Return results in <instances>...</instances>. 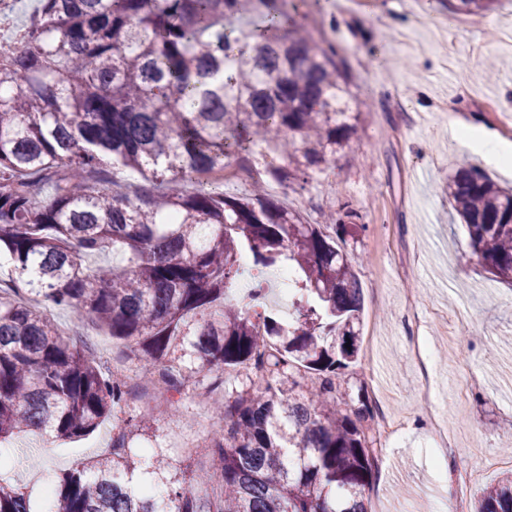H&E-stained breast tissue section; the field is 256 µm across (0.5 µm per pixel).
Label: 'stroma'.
Returning a JSON list of instances; mask_svg holds the SVG:
<instances>
[{
	"label": "stroma",
	"instance_id": "35a3bbf8",
	"mask_svg": "<svg viewBox=\"0 0 512 512\" xmlns=\"http://www.w3.org/2000/svg\"><path fill=\"white\" fill-rule=\"evenodd\" d=\"M300 27L345 58L362 114L334 164L267 191L304 223L354 212L363 226L345 249L364 297L360 352L339 380L352 407L368 404L402 423L379 447L365 491L368 512H445L459 489L453 471L479 479L468 502L503 478L487 467L512 448V286L490 280L470 257L463 221L448 201V182L463 167H484L499 185L512 173L448 136L455 123L475 124L501 141L512 136L493 113L512 107V45L500 40L512 23V0L480 15L453 11L443 0H288ZM61 334L96 349L105 360L136 364L135 344L118 342L94 324L74 326L55 313ZM431 349L428 371L412 354L415 338ZM437 397H419L423 375ZM151 425L156 443L199 486L212 458L201 443L211 413L185 397L175 416L152 419L141 401L127 410ZM112 424L82 439L55 440L20 432L0 440V458L14 467L0 483L24 491L34 512H47V489L79 462L104 454Z\"/></svg>",
	"mask_w": 512,
	"mask_h": 512
}]
</instances>
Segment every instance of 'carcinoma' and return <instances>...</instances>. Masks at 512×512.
Segmentation results:
<instances>
[{"instance_id": "carcinoma-1", "label": "carcinoma", "mask_w": 512, "mask_h": 512, "mask_svg": "<svg viewBox=\"0 0 512 512\" xmlns=\"http://www.w3.org/2000/svg\"><path fill=\"white\" fill-rule=\"evenodd\" d=\"M496 0H457L476 14ZM282 0H41L0 51V438L38 431L76 439L113 419L112 448L64 473L60 512H367L375 464L361 422L338 404L336 377L356 361L362 288L344 248L354 224H305L265 190L335 159L361 113L333 47L320 46ZM271 157L241 197L200 185L229 159ZM133 170L131 195L114 174ZM187 181V191L174 184ZM49 185L48 200L34 193ZM471 254L512 285V191L477 167L448 182ZM112 254V264L91 260ZM293 275L292 316L252 313L262 289ZM69 310L115 340L135 339L157 391L183 395L201 368L221 374L208 490L184 488L161 449L132 452V392L91 348L59 333ZM259 382L226 390L224 371ZM168 485L159 498L155 486ZM0 512H33L0 484ZM474 512H512V476Z\"/></svg>"}]
</instances>
